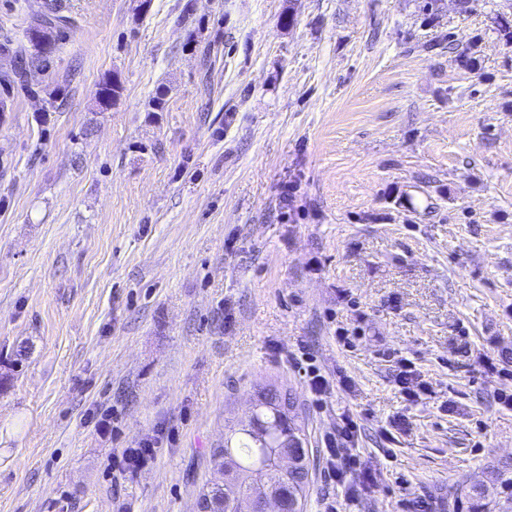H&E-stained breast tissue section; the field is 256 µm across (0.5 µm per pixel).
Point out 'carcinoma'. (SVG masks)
Returning a JSON list of instances; mask_svg holds the SVG:
<instances>
[{"label":"carcinoma","mask_w":512,"mask_h":512,"mask_svg":"<svg viewBox=\"0 0 512 512\" xmlns=\"http://www.w3.org/2000/svg\"><path fill=\"white\" fill-rule=\"evenodd\" d=\"M74 24L63 14L61 0H43L32 12L26 31L42 33V40L27 41L18 55L13 73L0 74V85L7 88L26 78L28 63L42 64L56 50L58 32ZM97 94L114 105L121 95L117 80L100 85ZM251 418L245 424L227 426L224 444L210 449L211 477L199 489L198 499L209 512H248L255 494L262 490L278 497L286 512H303L310 493V451L305 418L300 409L286 408L292 391L275 382L253 385ZM293 454L297 470L291 475L280 469L279 457Z\"/></svg>","instance_id":"cac0c4a2"}]
</instances>
